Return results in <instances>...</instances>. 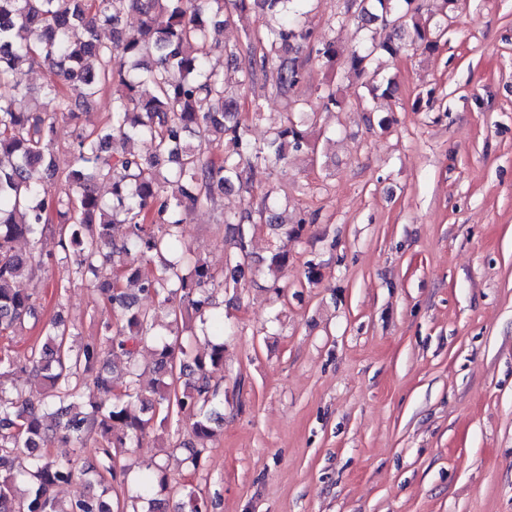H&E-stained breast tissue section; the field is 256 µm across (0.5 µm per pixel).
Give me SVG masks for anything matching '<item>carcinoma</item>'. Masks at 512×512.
I'll return each instance as SVG.
<instances>
[{
    "mask_svg": "<svg viewBox=\"0 0 512 512\" xmlns=\"http://www.w3.org/2000/svg\"><path fill=\"white\" fill-rule=\"evenodd\" d=\"M241 11L254 8L270 17L248 45L242 83L257 68L273 62L274 88L286 95L303 78L301 48L336 69V42L313 36L306 24L310 0H232ZM415 0H359L361 27L381 28L352 50L345 62L357 76L369 72L380 56L396 58L408 47L432 49L443 30L417 19ZM130 11L142 16L139 35L123 37ZM224 0H0V334L25 322L39 323L40 305L17 288L32 263H68L70 280L99 283L109 310L98 334L72 339L61 313L42 323L45 340L21 355L0 353V512H138L136 503L155 488H168L166 468L141 463L138 492L113 507L105 493L88 492L62 501L56 489L73 480L125 484L130 467H117L120 448L139 443L154 424L190 419L191 438L178 447L196 471L224 420V396L214 375L224 369V317L214 294L237 290L252 274V228L281 226V214L266 207L245 209L224 219L234 252L219 274L183 242L184 216L213 205L218 196L247 184L245 175L260 167L278 171L293 153H315L308 125L312 113L302 103L257 144L239 118L240 102L226 94L224 72L208 62L213 34L224 29ZM110 27L113 39H99ZM97 62L91 68L89 60ZM58 68L60 81L33 91L25 74L36 64ZM112 91L107 120L70 132L74 165L57 168L54 148L75 108ZM336 80L319 94L326 110L342 106ZM54 103L50 111L30 106L35 95ZM126 149L118 159L108 145ZM150 142L143 156L131 144ZM226 143L224 153L207 156L202 144ZM63 182L65 192L48 183ZM112 185V199L96 193ZM59 252L43 254L40 241L55 217ZM25 238L29 249L15 250ZM157 301L142 307L138 296ZM204 343V350L197 345ZM152 347L150 365L139 361ZM112 356L116 377L102 361ZM32 377L35 389L13 393L4 378ZM107 396L83 400L86 385ZM98 434L95 461L78 460L88 438ZM186 498L179 509L209 512L206 499L185 484L173 490Z\"/></svg>",
    "mask_w": 512,
    "mask_h": 512,
    "instance_id": "obj_1",
    "label": "carcinoma"
}]
</instances>
